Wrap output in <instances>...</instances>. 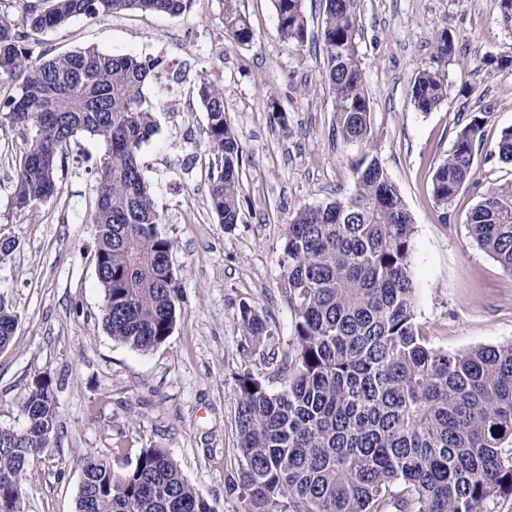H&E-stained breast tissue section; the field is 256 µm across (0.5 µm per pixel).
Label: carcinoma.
Returning a JSON list of instances; mask_svg holds the SVG:
<instances>
[{"instance_id": "obj_1", "label": "carcinoma", "mask_w": 512, "mask_h": 512, "mask_svg": "<svg viewBox=\"0 0 512 512\" xmlns=\"http://www.w3.org/2000/svg\"><path fill=\"white\" fill-rule=\"evenodd\" d=\"M188 0H26L19 19L0 9V132L35 131L15 154L12 206L30 212L59 194V172L80 134L104 140L95 225L96 274L104 327L147 352L176 322L179 285L172 241L161 231L141 145L156 132L144 89L168 71L161 57L113 55L95 48L33 55V36L72 18L120 12L177 16ZM224 27L241 45L254 40L236 0H220ZM278 32L307 39L304 0H274ZM323 73L335 100L336 132L361 148L371 140V105L356 43L355 0H323ZM454 53L436 35L433 58ZM196 96L206 112L205 148L217 162L212 207L224 227L241 218L242 147L226 117L223 87L203 77ZM448 97L445 75L430 67L411 86L426 114ZM488 104L456 134L433 175L432 194L446 210L473 177ZM489 159L512 164V128ZM355 192L326 205L302 206L284 233L280 289L295 319L292 351L278 358L276 336L258 311L240 307L241 346L269 374L237 376L236 429L243 512H487L512 495V343L465 353L427 346L419 334L411 255L415 228L396 185L368 152L353 166ZM481 249L512 273V188H491L468 216ZM18 325L0 293V347ZM281 381L274 391L270 382ZM20 428L0 426V512H22L16 489L49 448L58 406L52 381L33 379ZM75 512H216L160 448L116 471L85 457ZM402 486L399 498L394 488Z\"/></svg>"}]
</instances>
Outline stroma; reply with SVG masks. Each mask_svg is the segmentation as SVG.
I'll return each instance as SVG.
<instances>
[{
	"instance_id": "1",
	"label": "stroma",
	"mask_w": 512,
	"mask_h": 512,
	"mask_svg": "<svg viewBox=\"0 0 512 512\" xmlns=\"http://www.w3.org/2000/svg\"><path fill=\"white\" fill-rule=\"evenodd\" d=\"M254 32L247 46L224 29L219 0H190L178 16L129 12L79 16L38 34L60 52L87 47L114 55L161 56L176 79L150 84L155 134L139 158L152 180L175 243L180 283L177 321L167 340L140 352L103 326L92 224L94 169L106 146L73 143L57 198L20 213L11 205L21 147L0 136V292L19 315L0 348V426H21L35 376L52 380L59 416L50 447L29 470L23 512H74L88 455L132 467L141 449H163L217 512H240L235 376L259 361L240 346L239 306H254L287 351L294 317L279 289V258L290 213L351 195L362 152L335 134L334 98L321 77L320 0H305V42L282 40L274 0H238ZM358 49L372 102L370 150L396 184L415 224L411 256L417 323L429 346L464 352L512 343V274L480 250L466 220L491 187L512 184V165L486 161L512 127V33L497 20L498 0H357ZM454 37L444 66L448 98L429 114L410 102L414 76L432 63L439 30ZM224 86V107L243 149L242 217L225 229L209 196L214 158L205 151L206 114L193 91L200 77ZM288 115L269 120L268 98ZM475 176L448 209L432 196V175L457 132L486 101Z\"/></svg>"
}]
</instances>
